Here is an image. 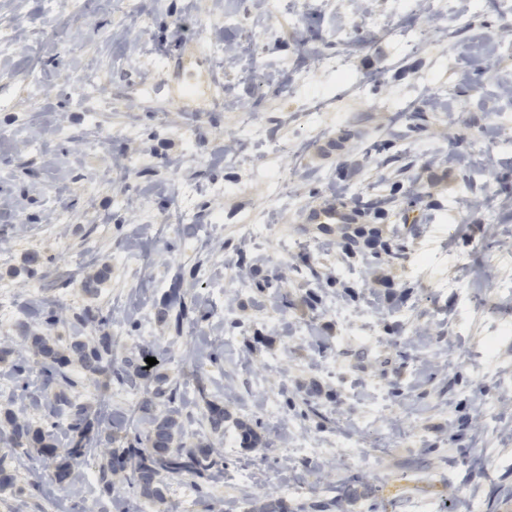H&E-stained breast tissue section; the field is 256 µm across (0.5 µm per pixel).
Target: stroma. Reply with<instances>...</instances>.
Wrapping results in <instances>:
<instances>
[{
	"mask_svg": "<svg viewBox=\"0 0 512 512\" xmlns=\"http://www.w3.org/2000/svg\"><path fill=\"white\" fill-rule=\"evenodd\" d=\"M138 19L114 0H0V342L17 341L31 300L110 316L114 361L163 347L159 369L178 383L189 440L206 433V403L233 416L214 439L224 472L173 479L167 512H239L280 486L335 497L364 484L346 512H412L416 499L448 512H502L512 502V13L470 0H139ZM203 21L200 29L181 24ZM95 68L111 104L98 111L80 78ZM38 81H30V72ZM192 79L224 86V104L171 99ZM396 205L364 211L381 193ZM356 212L383 232L402 226L397 262L343 252L340 225L310 210ZM193 211L195 221L163 223ZM261 220L266 231L244 235ZM37 253V275L25 258ZM309 255L337 285L292 270ZM250 269H239L240 257ZM108 275L95 294L83 278ZM273 285L257 290L256 280ZM181 286L209 310L160 317ZM319 292L316 309L279 307L278 292ZM80 400L123 411L142 389L86 378ZM39 368L0 364V406L33 424L26 406ZM319 416L285 396L312 384ZM250 420L269 447L239 444ZM375 430L361 436L362 422ZM105 455L81 482L52 468L0 491V512H157L113 475ZM41 492L30 496L31 479Z\"/></svg>",
	"mask_w": 512,
	"mask_h": 512,
	"instance_id": "35a3bbf8",
	"label": "stroma"
}]
</instances>
